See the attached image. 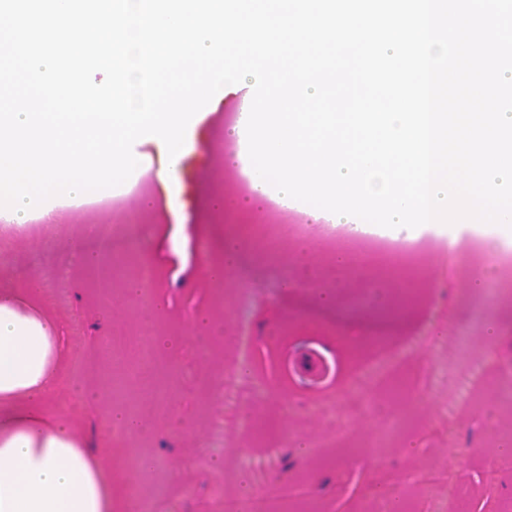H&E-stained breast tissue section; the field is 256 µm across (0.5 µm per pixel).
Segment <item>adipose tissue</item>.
<instances>
[{"label":"adipose tissue","instance_id":"1","mask_svg":"<svg viewBox=\"0 0 512 512\" xmlns=\"http://www.w3.org/2000/svg\"><path fill=\"white\" fill-rule=\"evenodd\" d=\"M22 290L0 289V512H112L111 472L48 408L66 331Z\"/></svg>","mask_w":512,"mask_h":512}]
</instances>
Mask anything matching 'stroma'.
<instances>
[{
  "mask_svg": "<svg viewBox=\"0 0 512 512\" xmlns=\"http://www.w3.org/2000/svg\"><path fill=\"white\" fill-rule=\"evenodd\" d=\"M234 111L196 113L176 224L147 209L145 193L159 191L150 178L122 209L90 213L61 197L52 221L0 233V288L36 275L67 328L52 405L111 469L112 512H210L218 497H264L279 512H379V469L397 484L400 512H512V467L486 477L512 458V255L430 238L376 254L325 221L288 222L268 207L255 246L234 215L210 206L226 194L219 171ZM228 233L239 261L215 279L206 268L223 262ZM351 253L365 265L336 281L330 269ZM144 263L157 270L147 305L127 293ZM286 276L298 286L283 289ZM322 293L333 305L320 304ZM351 322L362 327L355 353L343 337ZM145 333L159 342L141 363L131 343ZM312 346L335 367L320 386L288 368ZM476 369L484 384L457 402L460 379ZM229 375L239 401L228 406ZM124 411L140 430L109 437ZM144 455L160 467L139 469Z\"/></svg>",
  "mask_w": 512,
  "mask_h": 512,
  "instance_id": "1",
  "label": "stroma"
}]
</instances>
